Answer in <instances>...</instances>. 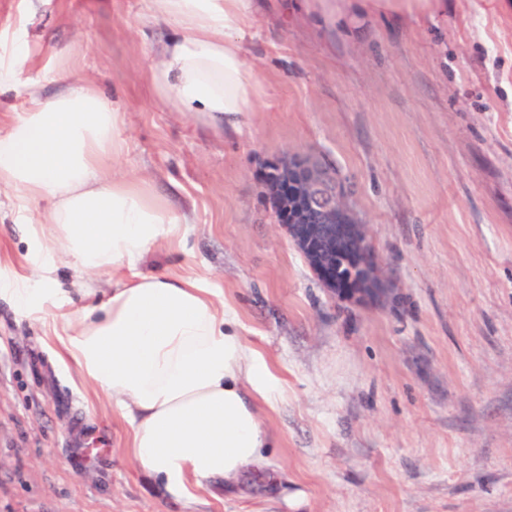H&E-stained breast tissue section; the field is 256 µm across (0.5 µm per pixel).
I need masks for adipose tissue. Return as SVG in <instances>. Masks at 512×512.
<instances>
[{"label": "adipose tissue", "mask_w": 512, "mask_h": 512, "mask_svg": "<svg viewBox=\"0 0 512 512\" xmlns=\"http://www.w3.org/2000/svg\"><path fill=\"white\" fill-rule=\"evenodd\" d=\"M152 19L176 33L154 51L153 88L178 112L238 129L264 94L247 60L255 0H151ZM364 11L421 20L445 0H352ZM125 116L97 91L64 83L52 98L31 88L25 112L0 135V189L13 192L28 232H50L57 252L111 273L110 295L56 315L54 339L80 375L129 426L127 452L175 496L212 479L234 483L274 441L257 405L275 402V377L237 332V316L197 276L141 274L147 248L182 241L184 220L143 180L116 173ZM46 202L38 216L32 204ZM51 267L0 280V298L30 306L51 294Z\"/></svg>", "instance_id": "1"}]
</instances>
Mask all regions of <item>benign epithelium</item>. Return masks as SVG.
<instances>
[{
	"label": "benign epithelium",
	"instance_id": "benign-epithelium-1",
	"mask_svg": "<svg viewBox=\"0 0 512 512\" xmlns=\"http://www.w3.org/2000/svg\"><path fill=\"white\" fill-rule=\"evenodd\" d=\"M279 227L331 295L352 299L381 288L379 261L345 207L336 176L306 154H287L261 175Z\"/></svg>",
	"mask_w": 512,
	"mask_h": 512
}]
</instances>
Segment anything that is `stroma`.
<instances>
[{
  "instance_id": "obj_1",
  "label": "stroma",
  "mask_w": 512,
  "mask_h": 512,
  "mask_svg": "<svg viewBox=\"0 0 512 512\" xmlns=\"http://www.w3.org/2000/svg\"><path fill=\"white\" fill-rule=\"evenodd\" d=\"M418 24L347 0H259L249 61L266 94L239 131L157 104L172 26L150 0H0V134L63 78L124 112L121 173L186 218L140 268L192 273L235 310L280 380L276 445L238 484L178 498L125 453L128 426L57 357L53 319L0 299V512H512V12L447 0ZM308 154L334 170L380 258V294L337 299L258 174ZM0 191V279L54 262L65 296L112 290L31 240Z\"/></svg>"
}]
</instances>
